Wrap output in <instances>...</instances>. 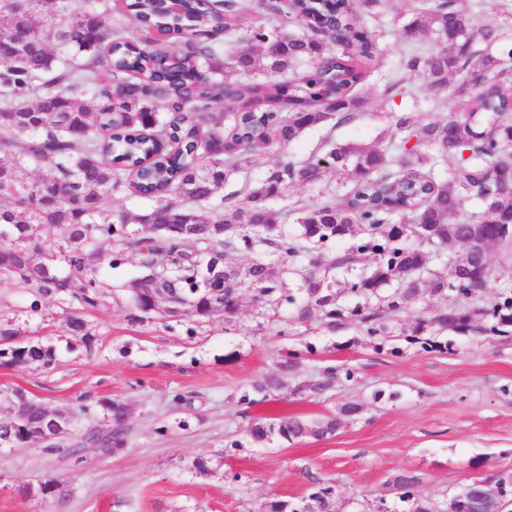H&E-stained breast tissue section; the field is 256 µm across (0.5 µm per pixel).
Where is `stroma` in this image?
I'll return each mask as SVG.
<instances>
[{"label": "stroma", "mask_w": 512, "mask_h": 512, "mask_svg": "<svg viewBox=\"0 0 512 512\" xmlns=\"http://www.w3.org/2000/svg\"><path fill=\"white\" fill-rule=\"evenodd\" d=\"M379 17L380 62L365 82L359 120L332 131L310 129L287 148L270 149L251 178H261L282 155L309 156L327 137L389 140L393 112L438 119L454 113L452 91L429 100L421 73L407 78L413 97L386 100L402 44L426 51L435 38L406 37L412 15L403 0H384ZM139 273L133 256L101 270L109 287L85 315L88 345L67 332L58 299H45L33 313L29 294L0 282V317L22 342L55 351L47 368L0 364V391L20 389L60 410L87 400L94 405L82 417L87 428L107 425L98 399L131 409L126 444L108 453L85 448L79 463L65 440L51 454L36 443L0 449V512H263L269 499L295 501L318 483L333 487L336 512H403L390 483L396 472H416L420 495L438 498L474 477L512 471L511 338L453 334L451 351L440 353L399 337L393 350L378 351L354 329L332 334L295 321L286 308L261 312L247 294L230 322L154 314L138 320L124 285ZM288 350L300 353V371L284 376L265 402L243 409L241 392L276 373ZM329 364L356 368L357 382L323 397L297 393L298 383ZM378 390L384 397L376 402ZM179 395L184 404L176 403ZM346 402L362 405L360 418L319 440L258 444L247 433L258 418L317 420ZM47 481L56 493L35 495Z\"/></svg>", "instance_id": "stroma-1"}]
</instances>
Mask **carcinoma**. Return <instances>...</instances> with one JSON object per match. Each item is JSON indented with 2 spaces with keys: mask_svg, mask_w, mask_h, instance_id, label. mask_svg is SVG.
Wrapping results in <instances>:
<instances>
[{
  "mask_svg": "<svg viewBox=\"0 0 512 512\" xmlns=\"http://www.w3.org/2000/svg\"><path fill=\"white\" fill-rule=\"evenodd\" d=\"M76 12L54 30L42 16L44 0H0V280L27 290L30 310L57 297L65 304L68 332L88 341L84 313L99 305L102 266L138 257L146 278L126 284L142 314L155 295L168 292L183 311L168 318L233 320L243 290L264 309H292L301 323L331 332L352 326L382 349L399 334L432 351L450 347L446 333L512 336V289L491 290L473 247L512 255V46L494 19L475 23L457 0L419 4L411 31H431L436 46L404 52L407 71H423L428 97L439 100L457 76L455 98L466 115L433 119L423 112L395 116V142L387 149L326 137L330 166L317 153L278 160L260 179L248 170L256 157L286 148L305 130L355 122L361 88L380 54V34L365 24L382 0H265L269 22L248 25L224 51L241 0H56ZM131 15L140 31L125 36ZM183 35L177 51L167 37ZM239 74L224 78V70ZM224 102L217 116L214 104ZM453 161L448 176L435 168ZM37 179L27 178L29 171ZM336 172L345 193L337 202L272 203L293 185L320 183ZM244 175L228 193L224 185ZM155 200L137 217L114 219L112 202L124 190ZM176 195L180 203L168 200ZM295 216L293 234L282 221ZM161 225L159 233L145 229ZM48 225L58 238L45 252L57 256L49 276L28 257L27 228ZM463 238L455 261L471 272L438 269V257ZM349 239L338 250L336 241ZM251 256L245 266L224 264V287L198 276L214 256ZM300 281L302 298L287 287ZM414 309L413 319L400 317ZM11 323L0 321V358L48 368L55 354L40 344L17 345ZM298 353L278 362V373L243 392L248 408L279 389L297 371ZM357 377L347 365H326L302 383L300 393L323 396ZM112 435L127 441V408L100 401ZM362 406L344 403L315 423L300 417L252 422L256 443H293L337 431L355 421ZM40 409L27 420L0 423V440L31 443ZM498 503L474 498L464 512H512V473L492 475ZM421 478L404 470L390 483L408 512H448V497L417 494ZM268 512H335L332 488L319 485L297 502L273 499Z\"/></svg>",
  "mask_w": 512,
  "mask_h": 512,
  "instance_id": "obj_1",
  "label": "carcinoma"
}]
</instances>
